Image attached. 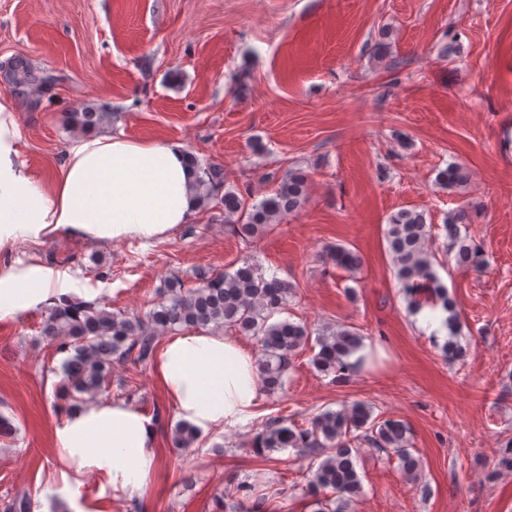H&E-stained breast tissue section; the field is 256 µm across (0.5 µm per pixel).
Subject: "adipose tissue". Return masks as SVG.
<instances>
[{
  "instance_id": "obj_1",
  "label": "adipose tissue",
  "mask_w": 512,
  "mask_h": 512,
  "mask_svg": "<svg viewBox=\"0 0 512 512\" xmlns=\"http://www.w3.org/2000/svg\"><path fill=\"white\" fill-rule=\"evenodd\" d=\"M14 105L0 96V247L17 235L66 233L106 244L168 236L197 211L195 172L178 141L121 135L80 137L50 181L27 170L16 147ZM50 270L35 264L0 275V319L49 301ZM155 375L176 416L200 431L253 415L261 383L251 354L234 338L195 331L170 338ZM155 423L111 401L65 415L54 433L63 463L108 474L113 490L143 493L159 459Z\"/></svg>"
}]
</instances>
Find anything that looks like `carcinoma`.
Returning a JSON list of instances; mask_svg holds the SVG:
<instances>
[{
    "instance_id": "cac0c4a2",
    "label": "carcinoma",
    "mask_w": 512,
    "mask_h": 512,
    "mask_svg": "<svg viewBox=\"0 0 512 512\" xmlns=\"http://www.w3.org/2000/svg\"><path fill=\"white\" fill-rule=\"evenodd\" d=\"M109 119L105 112H93L81 106L70 113L73 128L89 131ZM196 168L195 192L199 207L210 204L224 207V223L246 242L261 236L271 224H278L297 213L308 194V175L290 171L275 193L258 203L224 187L223 173L213 166H201L197 157L189 155ZM470 181V171L461 165H450L440 171L436 183L454 190ZM465 211L448 214L444 224L455 252L456 265L480 269L485 265L482 250L461 235L459 225L466 223ZM396 276L409 295L412 309L419 300L430 301L448 312L445 325L450 336L457 315L447 288L433 270L434 254L426 247L431 235L425 214L402 208L393 213L385 232ZM336 266L354 271L361 265L360 255L338 245L331 251ZM158 302L144 314L130 315L107 309L100 300L72 301L66 297L48 309L41 326V336L55 352L66 355L63 378L58 384L60 397L82 401L96 397L111 385L112 366L133 360L147 363L155 355L157 338L163 330L178 327L223 328L241 336H250L261 347L255 361L264 391L274 394L285 385L284 376L297 351L312 339L307 326L288 320L275 321L292 294V286L274 275H267L257 263L244 259L224 271L203 269L195 273L194 285L188 287L182 278L172 276L157 288ZM318 347L311 359L321 374L340 378L366 364V358L352 356L363 346V336L347 327L328 329L317 334ZM199 432L188 423L174 429L175 442L184 448L193 445ZM410 428L400 420L373 416L372 407L358 402L340 410H329L313 417L310 426L271 419L252 443L258 456L276 450L294 448L311 460H320L304 494L318 506L316 512H353L361 492L354 459L361 448H373L397 458L399 468L411 480L418 479L421 461L410 450Z\"/></svg>"
}]
</instances>
